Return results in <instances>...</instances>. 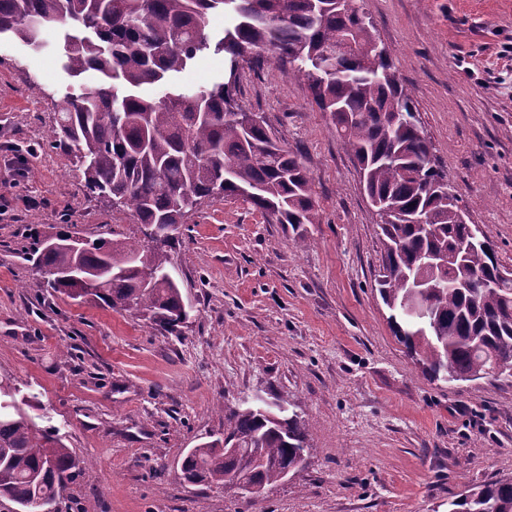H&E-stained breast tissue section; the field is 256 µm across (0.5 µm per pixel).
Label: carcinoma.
Here are the masks:
<instances>
[{
  "label": "carcinoma",
  "mask_w": 512,
  "mask_h": 512,
  "mask_svg": "<svg viewBox=\"0 0 512 512\" xmlns=\"http://www.w3.org/2000/svg\"><path fill=\"white\" fill-rule=\"evenodd\" d=\"M233 5L235 21L215 48L229 55L228 79L161 99L144 85L183 71L209 48L210 13ZM65 30V70L93 71L64 101L48 145L74 155L83 191L128 211L139 233L112 231L76 249L35 238L24 254L47 287L179 335L192 306L171 272L184 224L207 200L243 196L271 224L318 223L313 177L299 155L273 139L265 121L232 117L238 63L268 54L307 86L329 113L380 222L384 246L378 289L394 335L433 381L512 379V270L487 235L472 236L458 194L432 160L415 105L376 45L373 24L336 0H0V36L41 45L46 29ZM349 36L355 51L327 63ZM475 238L467 250L463 239ZM422 298L426 317L408 312ZM0 384V507L28 512L41 499H65L80 461L57 431L38 427ZM289 401L244 403L225 416L224 438L197 445L181 463L190 484L225 486L234 475L269 489L297 455L308 458L307 421L278 411ZM237 448L234 455L225 449ZM449 512H512V479L473 487Z\"/></svg>",
  "instance_id": "1"
}]
</instances>
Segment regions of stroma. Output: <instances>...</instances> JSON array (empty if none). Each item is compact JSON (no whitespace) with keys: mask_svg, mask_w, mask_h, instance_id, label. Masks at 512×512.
I'll return each instance as SVG.
<instances>
[{"mask_svg":"<svg viewBox=\"0 0 512 512\" xmlns=\"http://www.w3.org/2000/svg\"><path fill=\"white\" fill-rule=\"evenodd\" d=\"M357 2L467 222L512 269V0ZM42 39H0V382L83 461L70 512H448L469 487L512 477V382L433 381L408 356L376 288L383 246L354 163L271 59L240 69L237 99L314 178L304 244L244 198L206 202L172 253L194 306L178 336L47 288L23 255L28 233L138 226L43 148L81 81L63 69L61 32ZM228 66L209 49L143 92L207 87ZM255 393L305 415L313 456L254 505L185 484L186 452L223 437L225 413Z\"/></svg>","mask_w":512,"mask_h":512,"instance_id":"obj_1","label":"stroma"}]
</instances>
